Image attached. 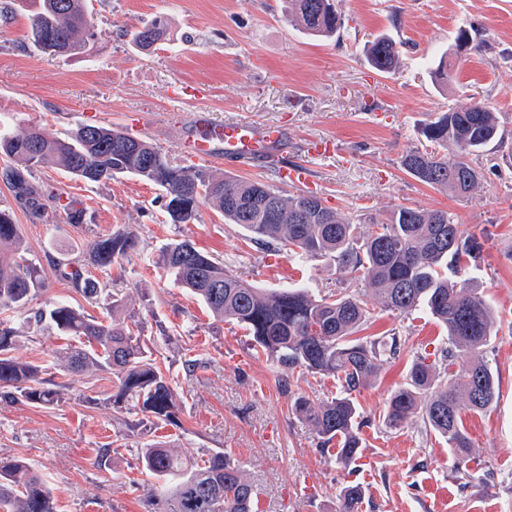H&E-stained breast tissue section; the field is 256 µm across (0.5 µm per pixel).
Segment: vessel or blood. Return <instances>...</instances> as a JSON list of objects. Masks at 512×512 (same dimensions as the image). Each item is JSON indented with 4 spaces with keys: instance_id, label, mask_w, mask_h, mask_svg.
Here are the masks:
<instances>
[{
    "instance_id": "obj_1",
    "label": "vessel or blood",
    "mask_w": 512,
    "mask_h": 512,
    "mask_svg": "<svg viewBox=\"0 0 512 512\" xmlns=\"http://www.w3.org/2000/svg\"><path fill=\"white\" fill-rule=\"evenodd\" d=\"M281 138L279 128L245 121L217 124L209 112L200 110L192 115L183 149L206 161L222 155L261 158L270 154ZM278 177L286 185L305 188L311 185L310 171L298 165L279 167Z\"/></svg>"
}]
</instances>
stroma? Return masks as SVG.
Segmentation results:
<instances>
[{
	"instance_id": "1",
	"label": "stroma",
	"mask_w": 512,
	"mask_h": 512,
	"mask_svg": "<svg viewBox=\"0 0 512 512\" xmlns=\"http://www.w3.org/2000/svg\"><path fill=\"white\" fill-rule=\"evenodd\" d=\"M90 4L98 38L78 56L34 50L24 10L0 24V122L15 131L37 124L52 137L80 123L111 125L190 166L182 142L193 112L204 109L220 122L248 120L282 131L269 156L221 157L207 161V169L275 185L280 166L307 165L314 193L353 219L359 235L401 206L448 211L478 245L473 285L496 312L487 356L498 398L489 411L464 414L478 448L464 466L420 418L387 427V398L416 357L443 382L467 360L447 358L448 332L425 311L372 305L366 335L399 336L401 351L356 393L362 456L337 464L293 408L301 395L335 397L336 380L283 370L254 348L245 329L210 316L149 260L186 239L254 287L296 284L316 296L342 288L335 266L251 243L242 227L206 207L195 223H171L160 190L134 177L85 183L43 167L34 170L35 180L82 200L86 211L79 224L60 209L32 219L0 181V208H10L25 257L47 270L50 255L80 258L98 237L132 230L136 255L96 278L102 297L123 299L117 318L138 322L160 367L177 373L178 408L173 423L153 425L140 410L113 405L111 375L71 374L58 404L0 400V457L31 464L53 487L57 512H147L157 480L145 472L139 450L150 439L190 460L229 455L253 484L258 512H337L338 495L351 483L365 489L359 512H512V0H339L342 27L328 41L289 23L283 0ZM154 20L165 26L164 40L135 49L125 31ZM462 28L476 31L481 48L457 61L450 87L438 86L430 71ZM383 33L401 51L399 68L389 74L374 70L365 54ZM472 102L498 112L502 139L473 157L483 179L457 199L411 178L400 160L426 148L420 130L438 113ZM320 137L334 143L333 156H308V141ZM45 282L32 308L65 298L103 315V305L86 303L48 270ZM189 357L198 366L186 376Z\"/></svg>"
}]
</instances>
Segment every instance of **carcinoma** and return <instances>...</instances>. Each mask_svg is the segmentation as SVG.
Returning <instances> with one entry per match:
<instances>
[{
    "instance_id": "cac0c4a2",
    "label": "carcinoma",
    "mask_w": 512,
    "mask_h": 512,
    "mask_svg": "<svg viewBox=\"0 0 512 512\" xmlns=\"http://www.w3.org/2000/svg\"><path fill=\"white\" fill-rule=\"evenodd\" d=\"M286 2L288 20L312 37L330 38L341 27L335 0ZM19 4L30 8L31 40L44 53L56 54L67 46L70 55H81L95 38L87 0ZM164 35L162 24L154 21L130 33L129 43L144 50L150 46L147 39L158 42ZM368 57L380 73H391L400 65L397 42L387 35L375 39ZM498 130L497 113L484 104L450 109L422 131L428 142L450 153L411 151L401 164L418 181L465 198L481 184L471 156L484 151ZM0 154L9 159L0 179L36 219L46 217V199L63 203L75 224L85 212L82 201L31 183L26 175L36 167H54L87 182L91 169L111 171L107 181L115 174H130L165 193V209L174 224H193L201 207H210L224 216L225 223L243 227L257 244L275 243L298 257L332 260L348 285L368 286L385 311L425 308L447 329L454 350L472 362L444 384L436 382L431 366L414 362L391 394L383 421L397 429L420 416L447 440L460 462L471 459L475 448L464 429L463 414L488 411L497 401L496 377L484 359L495 316L470 279H456L475 269L477 244L448 212L401 206L359 241L351 219L314 195H285L273 184L179 165L149 141L108 125L80 124L65 138H50L36 124L17 133L1 127ZM21 248L18 225L0 209V384L39 406L61 401L66 387L45 377L42 365L17 355L19 328L12 318L1 317L12 311L38 330L65 337V352L55 363L60 371L106 372L117 388L113 404L127 402L160 422L171 421L177 399L170 374L143 350L139 324L115 319L106 323L64 299H51L44 308L30 311L29 303L43 284V270L21 256ZM134 251V233L119 229L95 240L83 258L54 260L52 267L93 302L100 288L88 268L106 272ZM156 265L213 317L246 329L256 346L281 367L299 366L336 379L341 387L338 396L326 402L299 397L294 409L315 428L321 447H337L336 463L348 465L359 458L363 440L353 393L369 385L383 363L401 350L397 336L359 335L370 318L368 302L359 293L343 289L318 298L301 288L263 292L228 273L223 263L189 240L167 244ZM140 458L144 469L160 481L153 493L162 505L159 512H253L252 485L222 453L195 463L165 443L149 440L140 448ZM362 498L360 485L343 487L339 512H356ZM0 512H56L53 491L24 460L0 457Z\"/></svg>"
}]
</instances>
